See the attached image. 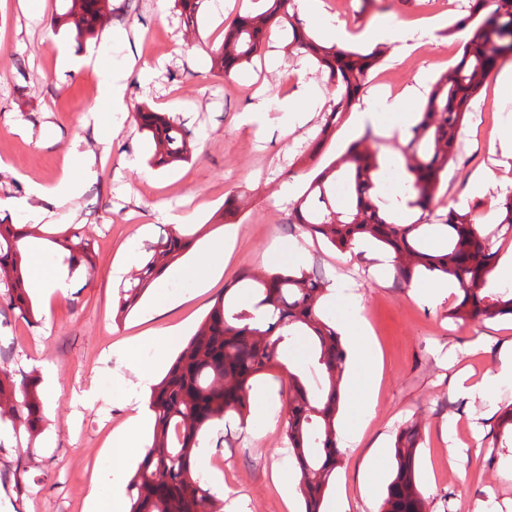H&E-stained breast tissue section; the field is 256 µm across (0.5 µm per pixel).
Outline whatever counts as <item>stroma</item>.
Returning <instances> with one entry per match:
<instances>
[{"mask_svg": "<svg viewBox=\"0 0 512 512\" xmlns=\"http://www.w3.org/2000/svg\"><path fill=\"white\" fill-rule=\"evenodd\" d=\"M22 2L0 0V218L27 224L33 211H44L40 237L28 241L43 268L57 267L45 234L72 227L94 240L97 258L81 289L50 294L31 288L36 323L14 318L0 302V320L12 323L10 355L0 362L38 370L48 417L35 448L17 447L9 437L0 442V475H21L26 484L23 506L0 493V512H94L144 455L143 449H126L128 463L117 469L113 438L133 413L127 398L139 391V367L153 366L157 381L168 370L153 363L157 342L173 332L190 339L240 271L264 277L283 250L300 247L301 265H320L329 286L347 276L360 294L357 309L331 289L322 305L337 326L360 322L377 367L369 394L344 387L340 421L355 425L360 439L343 451L325 512H337L340 499L344 512H369V499H383L395 435L408 422L417 423L423 436L419 481L427 512H471L478 500H511L512 443L496 439L492 425L496 412L512 404V384L499 377L500 352L512 346V322L457 323L448 316L455 299L441 294L440 280L400 285L392 272H375L367 256L334 251L290 231L285 218L294 193L310 177L299 157L319 121L291 128L277 102L301 77L318 107L333 92L314 66L286 56L285 34L276 30L268 50L273 65L255 59L235 78L247 95L226 98L227 81L212 74L207 46L221 42L225 22L240 9L259 10L261 0H206L195 35L186 32L174 0H112L105 27L127 32L120 44L100 36L79 44L62 28L48 38L44 21L62 13L63 0H40V19ZM360 4L350 0L348 11L340 12L333 0H322L319 20L306 27L323 38L333 20L344 27L346 44L369 48L376 45L372 31L382 24L425 28L405 51L381 45V67L393 71L401 91L421 79L433 82L453 64L448 49L463 40L452 26L470 0H456L450 15L427 13L414 0H378L366 14ZM92 53L124 70L129 109L148 105L192 132L199 149L191 162L151 167V142L133 119L92 111L99 70L81 62ZM261 99L271 101L270 110L257 122L242 123L243 112ZM472 107L488 108V125L465 124L442 201L479 216L502 252L512 247V230L497 225L484 200L468 189L474 173L499 176L491 142L512 136V101H499L488 84ZM84 162L91 173L82 176L76 198L49 203L37 194V186L59 178L63 168L79 174ZM231 193L238 208L232 223H214ZM178 226L198 234L181 267L208 269L206 281H158L132 312L115 320L119 282L113 267ZM479 381L484 389L477 396L471 387ZM253 389L267 395L268 413L251 411L245 423L213 432L198 451L197 467L223 500L224 512H301V498L286 494L279 481L290 464L287 386L269 375Z\"/></svg>", "mask_w": 512, "mask_h": 512, "instance_id": "stroma-1", "label": "stroma"}]
</instances>
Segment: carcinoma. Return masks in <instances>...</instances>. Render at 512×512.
Segmentation results:
<instances>
[{"label": "carcinoma", "instance_id": "carcinoma-1", "mask_svg": "<svg viewBox=\"0 0 512 512\" xmlns=\"http://www.w3.org/2000/svg\"><path fill=\"white\" fill-rule=\"evenodd\" d=\"M54 19L76 41L94 37L111 14V0H66ZM204 0H175L185 27L198 26ZM468 30L459 61L430 86L420 120L410 129L403 154L407 164L402 192L384 195L390 163L369 149L371 132L348 144L326 163L324 145L382 61L380 48L328 45L295 18L294 0H264L258 12L236 16L224 27L220 45L211 48L213 72L230 78L262 56L269 34L288 32L283 52L309 60L326 78L333 97L321 116L307 157L314 176L288 210L287 223L331 249L353 252L358 239L392 255L394 279L409 286L443 278L458 286L448 317L463 323L512 319V286H489L497 261L479 217L455 206L437 213L448 164L458 154V133L475 97L498 63L512 56V0H471L468 14L455 23ZM136 121L154 146L151 164L174 166L192 160L190 132L167 112L144 105ZM29 225L0 220V294L7 307L27 323L35 321L28 292L25 253ZM442 236L441 251L430 240ZM196 235L166 232L149 243L140 269L119 288L116 318L139 303L163 271L179 261ZM66 278L76 282L95 267L96 253L77 233L49 236ZM325 283L313 270L290 262L276 264L264 278L241 273L218 296L196 333L164 378L151 391L154 417L151 443L127 485L129 512H221V502L196 474L197 449L220 424L244 421L251 411L253 383L275 371L288 377L285 403L289 456L298 478L304 512H322L340 467L337 419L341 381L348 354L336 324L317 307ZM0 423L10 425L16 444L32 448L44 430L45 405L36 372L0 369ZM495 436L512 440V406L502 408ZM422 434L407 423L394 441L393 471L382 512H426L417 465Z\"/></svg>", "mask_w": 512, "mask_h": 512}]
</instances>
